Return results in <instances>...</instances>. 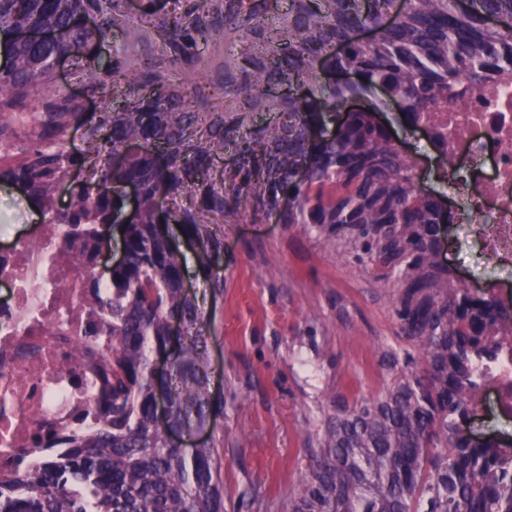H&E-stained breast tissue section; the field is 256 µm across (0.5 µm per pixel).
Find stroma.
Segmentation results:
<instances>
[{
  "label": "stroma",
  "instance_id": "stroma-1",
  "mask_svg": "<svg viewBox=\"0 0 512 512\" xmlns=\"http://www.w3.org/2000/svg\"><path fill=\"white\" fill-rule=\"evenodd\" d=\"M179 16L212 31L207 41L183 40L188 64L177 62L160 28ZM299 21L292 0H101L91 22L108 25L98 52L123 71L120 86L109 97L92 93L86 63L73 58L58 65L56 83L96 120L128 103L131 81L159 79L182 111L195 113L199 132L223 130L211 175L227 197H238L248 171L243 138L285 118L296 97L287 72L270 64V36ZM240 199L220 222L222 294L203 281L197 248L179 226L163 230L183 254L185 285L206 315L200 334L223 416L204 432L221 453L224 512H282L328 417L382 392L390 354L412 367L422 355L397 335L396 288L349 250L283 223L255 195ZM37 223L28 197L1 184L0 244L32 235Z\"/></svg>",
  "mask_w": 512,
  "mask_h": 512
}]
</instances>
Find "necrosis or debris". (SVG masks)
Listing matches in <instances>:
<instances>
[{"label":"necrosis or debris","mask_w":512,"mask_h":512,"mask_svg":"<svg viewBox=\"0 0 512 512\" xmlns=\"http://www.w3.org/2000/svg\"><path fill=\"white\" fill-rule=\"evenodd\" d=\"M417 131L433 150L432 168L449 198L466 201L468 239L499 271L457 285L493 299L500 312L496 352L477 368L467 418L512 419V73L479 88L453 84L448 109L425 112ZM104 252L89 234L44 221L33 242L0 247V478L39 465L64 440L108 417L98 355L112 345V320L85 300ZM88 357L67 362L75 344Z\"/></svg>","instance_id":"obj_1"}]
</instances>
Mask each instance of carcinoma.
I'll return each mask as SVG.
<instances>
[{
    "label": "carcinoma",
    "mask_w": 512,
    "mask_h": 512,
    "mask_svg": "<svg viewBox=\"0 0 512 512\" xmlns=\"http://www.w3.org/2000/svg\"><path fill=\"white\" fill-rule=\"evenodd\" d=\"M306 27L288 28L287 53L277 67L300 93L288 120L244 143L246 158L271 210L288 194L286 224H304L324 241L352 250L354 259L395 279L397 336L419 347V371L391 361V382L381 395L336 415L317 433L319 448L308 475L289 497L288 512H512V450L464 433L476 361L491 351L496 322L491 301L452 288L439 261L442 203L416 191L414 167L393 144L376 114L381 104L347 113L336 134L313 131L333 122V109L387 87L405 105L413 125L422 112L448 111V84L480 86L512 71V0H324ZM98 0H0V28L27 25L53 33L45 41L3 44L0 108L25 112L26 101L53 80L62 53L86 60L96 92L112 90L120 70L103 67L94 49L106 35L80 14ZM397 13L394 21L386 16ZM371 40L358 39L362 29ZM173 49L185 38L179 19L165 24ZM344 45L328 52L327 42ZM324 59L333 73L354 71L357 81L309 88V60ZM79 102L56 89L37 114L39 131L21 162L0 166V182L23 188L56 224H92L105 241L125 210L119 189L140 188L136 214L122 225L125 261L111 272L112 297L93 277L86 301L112 316V419L93 434L70 439L66 454L0 481V512H224V485L213 445L188 456L173 445L221 414L209 387L208 362L194 326L204 322L181 288L183 260L158 230L167 217L160 196H194L195 205L171 214L199 245L198 265L212 287H224L214 254L223 234L204 222L224 215L229 202L210 178L212 156L224 139L196 140L195 116L175 108L173 95L153 79L121 112L92 127L80 155L58 146L61 133L85 121ZM140 150L119 165L96 159L127 145ZM90 166L86 183L69 186L68 204L55 208L59 186L72 169ZM307 181L297 183L298 167ZM185 327L169 378L157 379L153 357L168 351L169 323ZM168 413L159 418L158 398Z\"/></svg>",
    "instance_id": "carcinoma-1"
}]
</instances>
